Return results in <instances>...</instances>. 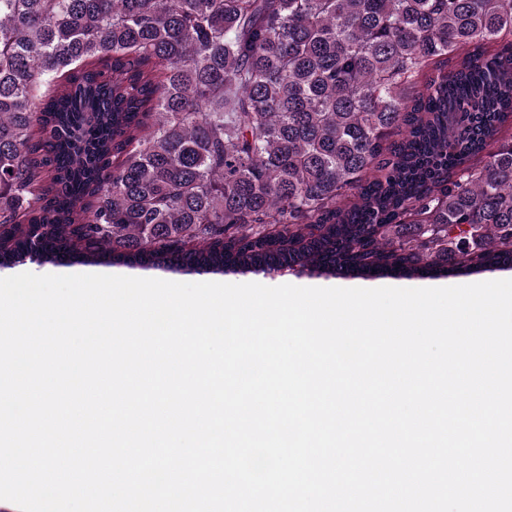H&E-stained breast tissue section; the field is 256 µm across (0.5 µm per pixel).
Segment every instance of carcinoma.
Instances as JSON below:
<instances>
[{"label":"carcinoma","instance_id":"obj_1","mask_svg":"<svg viewBox=\"0 0 512 512\" xmlns=\"http://www.w3.org/2000/svg\"><path fill=\"white\" fill-rule=\"evenodd\" d=\"M512 0H0V267H512Z\"/></svg>","mask_w":512,"mask_h":512}]
</instances>
